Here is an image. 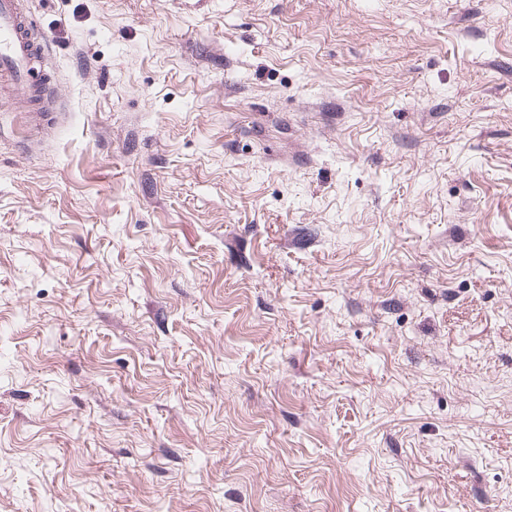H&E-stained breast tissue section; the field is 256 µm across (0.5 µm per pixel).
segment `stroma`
<instances>
[{"mask_svg": "<svg viewBox=\"0 0 512 512\" xmlns=\"http://www.w3.org/2000/svg\"><path fill=\"white\" fill-rule=\"evenodd\" d=\"M0 512H512V0H24ZM31 27L20 0H0V81L20 86L30 101L48 106L56 91L43 68L46 44L30 36Z\"/></svg>", "mask_w": 512, "mask_h": 512, "instance_id": "stroma-1", "label": "stroma"}]
</instances>
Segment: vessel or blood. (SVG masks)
Returning a JSON list of instances; mask_svg holds the SVG:
<instances>
[{"instance_id": "b4317fda", "label": "vessel or blood", "mask_w": 512, "mask_h": 512, "mask_svg": "<svg viewBox=\"0 0 512 512\" xmlns=\"http://www.w3.org/2000/svg\"><path fill=\"white\" fill-rule=\"evenodd\" d=\"M32 22L20 0H0V80L27 90L31 101L50 105L55 86L44 70L45 42L30 35Z\"/></svg>"}]
</instances>
